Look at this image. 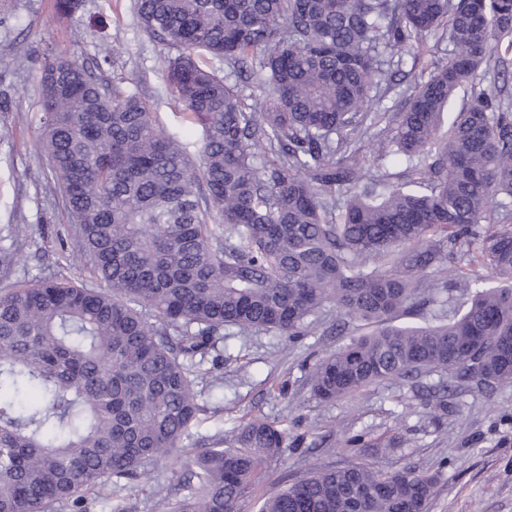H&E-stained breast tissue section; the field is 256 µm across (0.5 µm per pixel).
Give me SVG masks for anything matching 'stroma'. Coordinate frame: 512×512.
<instances>
[{"label":"stroma","mask_w":512,"mask_h":512,"mask_svg":"<svg viewBox=\"0 0 512 512\" xmlns=\"http://www.w3.org/2000/svg\"><path fill=\"white\" fill-rule=\"evenodd\" d=\"M102 64L149 101L164 129L192 160L201 157L197 124L171 95L167 48L141 31L131 0H84L81 13L58 15L54 0H0V227L20 225L18 280L54 273L88 280L83 260L62 242L70 232L62 190L40 141L43 109L39 71L47 49ZM311 333L292 341L272 331L225 337L224 383L206 387L203 412L184 443L200 447L218 431L252 417L288 431V446L258 472L257 493L312 469L369 463L385 470L412 467L435 474L430 512H512V386L491 393L459 390L447 409L429 403L435 376L417 388L386 382L333 404L316 399L310 374L316 361L361 334L329 306L312 318ZM360 434L365 443L343 447ZM393 434L399 448H379Z\"/></svg>","instance_id":"35a3bbf8"}]
</instances>
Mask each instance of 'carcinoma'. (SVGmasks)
<instances>
[{"label": "carcinoma", "instance_id": "cac0c4a2", "mask_svg": "<svg viewBox=\"0 0 512 512\" xmlns=\"http://www.w3.org/2000/svg\"><path fill=\"white\" fill-rule=\"evenodd\" d=\"M134 10L171 51L168 85L202 128L201 163L124 81L74 55L44 58L42 144L91 282L51 273L0 294V512H83L180 448L206 411L200 366L227 328L307 336L327 304L374 326L313 367L327 403L431 372L437 408L465 385L512 384V0ZM429 37L453 45L448 60L421 70L399 111H368L393 77L379 48L418 63ZM206 56L268 93L247 103ZM461 89L469 105L444 132ZM367 135L374 172L357 162ZM391 155L408 166L390 170ZM21 252L19 228H0L1 279ZM456 290L463 303L438 323H393ZM287 441L258 417L219 432L152 508L240 512ZM435 486L414 468H329L258 498L256 512H428Z\"/></svg>", "mask_w": 512, "mask_h": 512}]
</instances>
